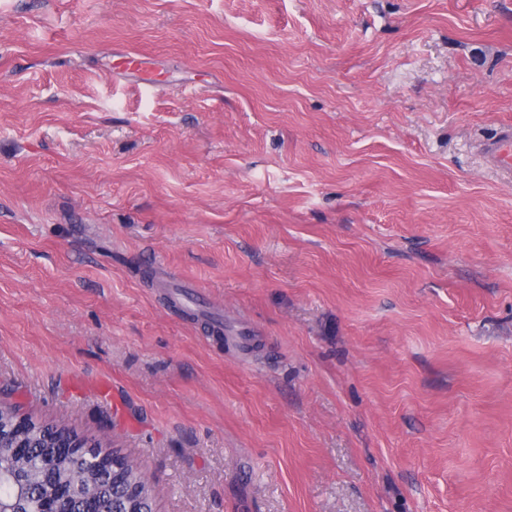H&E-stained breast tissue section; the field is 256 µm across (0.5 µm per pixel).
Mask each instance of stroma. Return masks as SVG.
Masks as SVG:
<instances>
[{"label":"stroma","instance_id":"stroma-1","mask_svg":"<svg viewBox=\"0 0 512 512\" xmlns=\"http://www.w3.org/2000/svg\"><path fill=\"white\" fill-rule=\"evenodd\" d=\"M508 126L512 0H0V401L156 512H512ZM486 153L490 163L499 168L505 179L510 181L512 176V134L506 132L498 140L488 144Z\"/></svg>","mask_w":512,"mask_h":512}]
</instances>
